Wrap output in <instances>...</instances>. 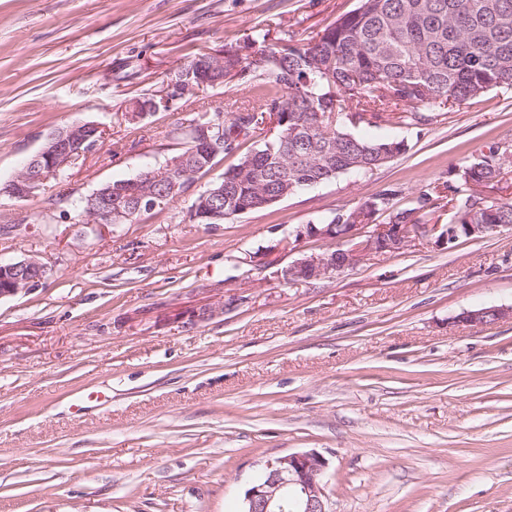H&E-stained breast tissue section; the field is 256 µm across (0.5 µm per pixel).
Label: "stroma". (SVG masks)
Returning <instances> with one entry per match:
<instances>
[{"instance_id": "stroma-1", "label": "stroma", "mask_w": 512, "mask_h": 512, "mask_svg": "<svg viewBox=\"0 0 512 512\" xmlns=\"http://www.w3.org/2000/svg\"><path fill=\"white\" fill-rule=\"evenodd\" d=\"M358 0H0V182L52 129L105 139L22 200L0 195V259L49 268L0 299V512H237L271 458L329 461L330 512H512V230L418 241L332 279L286 284L294 224L383 190L405 207L473 155L512 145V90L416 128L368 173L348 172L268 209L194 224L192 194L135 223L86 224L73 204L176 152L193 112L242 110L229 82L134 122L197 52L271 30L308 40ZM507 317H512V306H490L469 310L460 314L458 320L472 327H483Z\"/></svg>"}]
</instances>
